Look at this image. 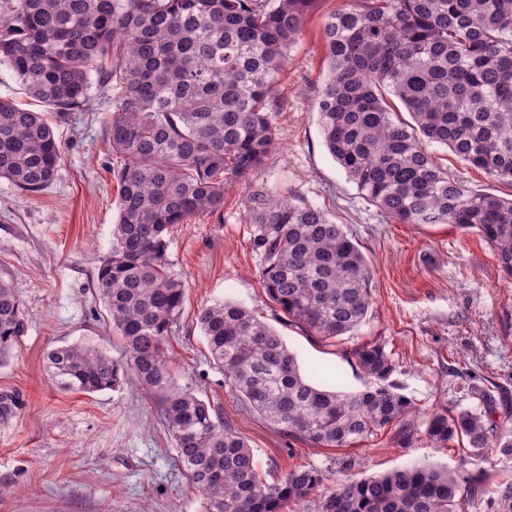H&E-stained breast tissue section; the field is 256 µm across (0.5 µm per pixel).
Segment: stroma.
Masks as SVG:
<instances>
[{
	"instance_id": "stroma-1",
	"label": "stroma",
	"mask_w": 512,
	"mask_h": 512,
	"mask_svg": "<svg viewBox=\"0 0 512 512\" xmlns=\"http://www.w3.org/2000/svg\"><path fill=\"white\" fill-rule=\"evenodd\" d=\"M349 3L318 0L288 53L277 91V151L227 187L223 208L169 229V268L185 288L180 327L166 345L174 386L220 410L270 483L298 467L318 471L328 489L423 466L511 473L512 459L498 456L460 466L457 444H434L421 431L399 444L394 425L347 448H313L284 436L225 380L196 324L202 306L238 304L282 336L301 372L334 366L349 391L364 387L355 348L380 343L393 364L391 382L417 411L473 408L474 389H488L498 434L512 433V279L476 232L386 219L325 147L317 107L327 71L323 25ZM0 98L44 113L62 155L57 179L42 192L25 193L0 178V281L17 289L28 324L0 362V393L21 401L0 418V512H202L203 495L183 475L151 391L130 375L110 390L62 391L45 370L48 352L69 344L96 343L124 357L94 294L118 216L117 160L106 137L113 104L92 99L90 111L60 122L3 67ZM429 152L467 190L512 196V181L466 165L446 147L433 144ZM271 193L322 208L370 266L367 318L336 346L282 323L266 295L248 209L254 196Z\"/></svg>"
}]
</instances>
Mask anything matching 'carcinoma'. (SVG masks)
I'll return each mask as SVG.
<instances>
[{
    "instance_id": "cac0c4a2",
    "label": "carcinoma",
    "mask_w": 512,
    "mask_h": 512,
    "mask_svg": "<svg viewBox=\"0 0 512 512\" xmlns=\"http://www.w3.org/2000/svg\"><path fill=\"white\" fill-rule=\"evenodd\" d=\"M317 0H5L0 65L60 118L87 111L92 93L115 101L108 138L120 158L112 247L96 295L124 341L125 360L76 344L47 356L50 380L86 394L130 373L163 399L161 415L203 512H286L322 479L306 468L260 480L254 453L219 410L176 389L165 345L177 331L184 288L169 270L174 224L224 206L229 181L275 149V85ZM323 28L327 76L318 92L326 147L361 193L402 224L473 229L512 279V199L465 189L427 150L447 147L467 165L512 179V0H350ZM402 105L411 120L399 115ZM61 153L38 112L0 99V178L25 193L57 178ZM264 255L263 286L283 322L333 346L366 319L370 268L343 225L306 203L268 195L249 210ZM197 323L214 363L249 407L313 448H346L400 425L416 409L388 382L384 347L354 355L365 388L347 391L330 366L301 374L282 337L231 302L204 306ZM27 333L17 291L0 282V359ZM496 399L425 414L435 444L465 441L461 461L512 457L494 436ZM461 476L419 467L324 494L321 512H462ZM493 492L512 512V477Z\"/></svg>"
}]
</instances>
